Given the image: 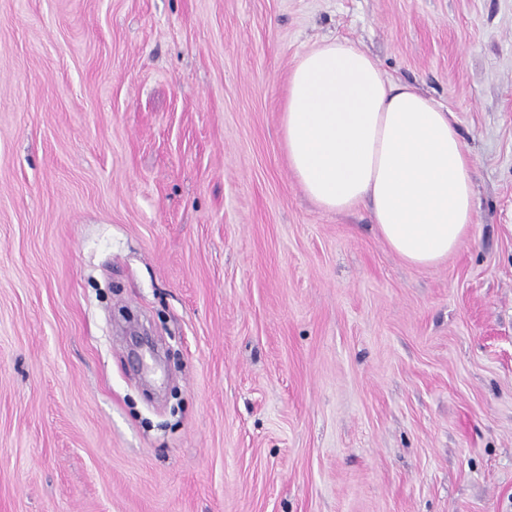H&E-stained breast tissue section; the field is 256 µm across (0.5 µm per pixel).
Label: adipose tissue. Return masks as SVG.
I'll return each instance as SVG.
<instances>
[{
    "label": "adipose tissue",
    "instance_id": "obj_1",
    "mask_svg": "<svg viewBox=\"0 0 512 512\" xmlns=\"http://www.w3.org/2000/svg\"><path fill=\"white\" fill-rule=\"evenodd\" d=\"M282 126L305 193L328 212L370 202L381 236L407 263L435 265L469 236L474 168L453 113L389 80L366 50L333 37L302 55Z\"/></svg>",
    "mask_w": 512,
    "mask_h": 512
}]
</instances>
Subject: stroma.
Here are the masks:
<instances>
[{
	"label": "stroma",
	"mask_w": 512,
	"mask_h": 512,
	"mask_svg": "<svg viewBox=\"0 0 512 512\" xmlns=\"http://www.w3.org/2000/svg\"><path fill=\"white\" fill-rule=\"evenodd\" d=\"M330 37L454 114L437 265L288 166ZM0 512H512V0H0Z\"/></svg>",
	"instance_id": "1"
}]
</instances>
